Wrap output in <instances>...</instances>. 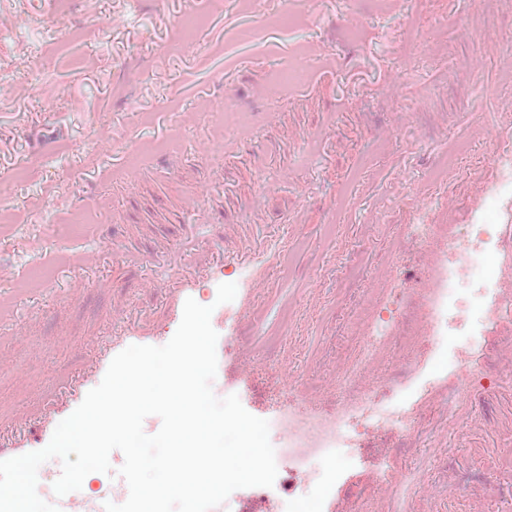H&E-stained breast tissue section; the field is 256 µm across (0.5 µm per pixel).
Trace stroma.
<instances>
[{"mask_svg":"<svg viewBox=\"0 0 512 512\" xmlns=\"http://www.w3.org/2000/svg\"><path fill=\"white\" fill-rule=\"evenodd\" d=\"M0 0V428L23 425L110 330L161 342L164 265L272 244L281 265L236 323L212 384L252 415L322 416L426 363L409 447L371 432L338 457L326 512H512V316L476 325L474 378L425 339L369 346L394 288H415L419 215L470 224L512 146V0ZM202 13L186 39L182 23ZM299 65L298 82L273 72ZM250 118L241 133L234 114ZM471 146L438 182L430 172ZM212 212L189 240L188 203ZM92 265L55 274L59 256ZM248 391H240V379ZM415 486L401 489V472Z\"/></svg>","mask_w":512,"mask_h":512,"instance_id":"35a3bbf8","label":"stroma"}]
</instances>
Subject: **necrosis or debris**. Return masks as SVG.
I'll return each mask as SVG.
<instances>
[{
	"label": "necrosis or debris",
	"instance_id": "4bbe7bcc",
	"mask_svg": "<svg viewBox=\"0 0 512 512\" xmlns=\"http://www.w3.org/2000/svg\"><path fill=\"white\" fill-rule=\"evenodd\" d=\"M493 163L497 183L486 191L485 213L474 223L409 226L407 236L414 243H436L420 282L426 296L421 305L414 306L409 292H391L387 298L388 317L379 318L369 329L370 340L375 344L395 334L407 343L425 337L432 353L437 355L443 351L448 332L463 336L464 342L454 354L459 362L456 382L461 386L470 384L473 378L463 359L480 346L479 340L470 335L473 308L481 307L482 321L487 325L496 324L504 314L512 312V289L495 287L479 271L480 261L497 246L495 227L487 223L485 215L496 210L504 197H512V148L496 151ZM418 377L417 367L402 365L395 377L362 402L359 410L340 406L329 417L305 415L295 406L285 405L276 423V433L280 446L289 450L293 464L288 468V499L281 503V512H324L325 495L336 485L332 463L353 447L349 432L355 414L364 415L366 429L388 431L399 442H407L411 433L400 396Z\"/></svg>",
	"mask_w": 512,
	"mask_h": 512
}]
</instances>
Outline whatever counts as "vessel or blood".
I'll return each mask as SVG.
<instances>
[{
  "label": "vessel or blood",
  "instance_id": "1",
  "mask_svg": "<svg viewBox=\"0 0 512 512\" xmlns=\"http://www.w3.org/2000/svg\"><path fill=\"white\" fill-rule=\"evenodd\" d=\"M169 266L176 275V284L166 296V309L171 328H178L187 298L195 297V277L199 274L210 276L213 284H221L222 277L214 259L206 252H198L193 268H186L181 253H173L169 258ZM156 339L145 329L137 327L128 329L119 336L110 337L99 348L92 364L50 405L40 416L37 426L29 435L14 437L9 444L0 443V460L19 456L44 448L50 441L57 424L68 417L83 401L87 392L96 387L103 379L113 357L126 347L137 345H152ZM105 481L110 485L108 493L97 497H88L81 492H72L65 496H56L52 486L46 483L38 484V494L44 495L48 502L55 504L59 512H105V502L120 504L129 495L128 486L123 478L112 474Z\"/></svg>",
  "mask_w": 512,
  "mask_h": 512
}]
</instances>
